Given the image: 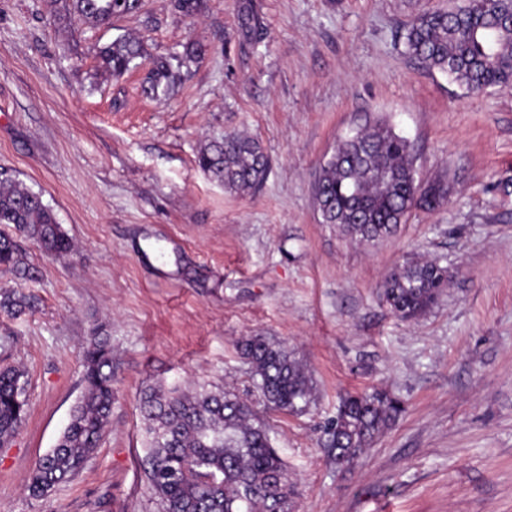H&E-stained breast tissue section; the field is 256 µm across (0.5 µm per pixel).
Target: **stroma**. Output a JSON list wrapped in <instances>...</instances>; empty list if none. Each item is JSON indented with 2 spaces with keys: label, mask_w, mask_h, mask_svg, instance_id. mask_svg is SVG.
I'll list each match as a JSON object with an SVG mask.
<instances>
[{
  "label": "stroma",
  "mask_w": 512,
  "mask_h": 512,
  "mask_svg": "<svg viewBox=\"0 0 512 512\" xmlns=\"http://www.w3.org/2000/svg\"><path fill=\"white\" fill-rule=\"evenodd\" d=\"M455 0H207L186 18L144 0L111 27L46 21L45 0H0V179L17 178L72 238L24 313L0 312V365L25 373L28 411L0 446V512H162L144 471L139 404L151 387L229 386L254 404L297 484L296 512H512V87L469 92L409 57L420 11ZM255 15L260 38L247 34ZM141 37L148 54L205 51L158 102L144 68L115 79L96 50ZM383 118L447 204L413 208L370 245L325 224L314 185L336 141ZM257 139L263 185L235 192L197 156ZM418 253L449 283L403 322L380 296ZM112 340L116 398L99 448L30 497L28 477L84 390L93 328ZM287 342L315 385L307 411L266 409L236 344ZM372 387L403 412L352 465L324 448L341 397Z\"/></svg>",
  "instance_id": "obj_1"
}]
</instances>
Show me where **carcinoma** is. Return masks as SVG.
I'll return each mask as SVG.
<instances>
[{
  "label": "carcinoma",
  "instance_id": "1",
  "mask_svg": "<svg viewBox=\"0 0 512 512\" xmlns=\"http://www.w3.org/2000/svg\"><path fill=\"white\" fill-rule=\"evenodd\" d=\"M49 14L63 24L78 20L93 27L136 13L141 0H47ZM176 12L195 17L205 0H172ZM410 56L468 90L512 84V0H461L448 9L417 14L406 27ZM191 46L172 63L159 57L147 73L143 93L166 98L181 80L180 69L201 54ZM143 55L141 41L120 35L98 48L103 70L119 78ZM199 165L234 191L254 190L264 182L269 160L255 139L237 133L211 143ZM324 224H337L358 243L394 235L415 207L435 209L448 202L443 179H417L412 147L384 119L341 139L315 182ZM0 224L13 227L44 252L65 257L73 244L42 196L18 179L0 180ZM0 269L22 281L37 278L15 238L0 233ZM448 285V268L434 260L410 258L386 278L382 295L401 321L425 315ZM20 290L0 293V310L15 314L29 304ZM239 349L267 407L301 414L314 398V384L287 344L254 336ZM84 391L54 448L37 462L26 486L41 498L79 471L95 453L112 411L113 373L110 337L96 328L83 351ZM23 370L0 368V444L17 432L27 412ZM403 410L393 393L374 388L349 395L325 425V447L338 466L354 462ZM140 411L149 448V481L163 512H294L295 484L272 448L266 425L250 403L224 389L144 392Z\"/></svg>",
  "mask_w": 512,
  "mask_h": 512
}]
</instances>
